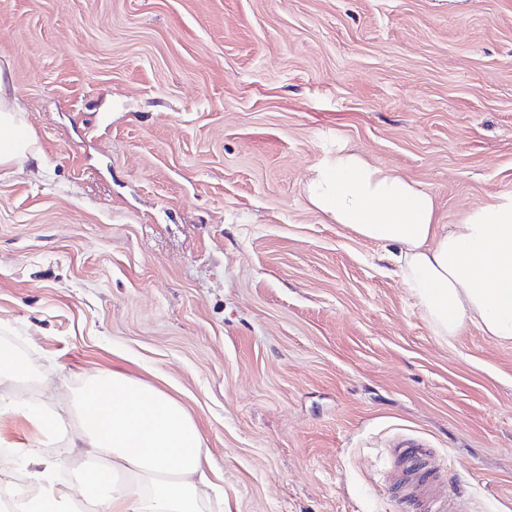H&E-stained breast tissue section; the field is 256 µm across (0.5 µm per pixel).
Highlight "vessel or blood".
I'll use <instances>...</instances> for the list:
<instances>
[{"label": "vessel or blood", "mask_w": 512, "mask_h": 512, "mask_svg": "<svg viewBox=\"0 0 512 512\" xmlns=\"http://www.w3.org/2000/svg\"><path fill=\"white\" fill-rule=\"evenodd\" d=\"M397 461L391 481L406 501L420 505L423 512H469L467 499L451 480L445 479L432 448L416 438L395 446Z\"/></svg>", "instance_id": "obj_1"}]
</instances>
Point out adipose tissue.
<instances>
[{"label":"adipose tissue","instance_id":"adipose-tissue-1","mask_svg":"<svg viewBox=\"0 0 512 512\" xmlns=\"http://www.w3.org/2000/svg\"><path fill=\"white\" fill-rule=\"evenodd\" d=\"M13 97L0 78V165L32 154L19 134ZM306 197L359 237L398 246L400 278L434 335L450 339L471 325L512 344L511 197L471 210L461 223L441 224L420 184L344 148L315 169ZM58 403L79 415L71 448L106 461L112 489L95 495L89 484L59 483L39 451L26 448L38 491L15 498L8 512H73V503L87 498L94 512H207L208 450L176 400L115 370L87 377L78 395L61 393Z\"/></svg>","mask_w":512,"mask_h":512}]
</instances>
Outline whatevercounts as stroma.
Segmentation results:
<instances>
[{"mask_svg": "<svg viewBox=\"0 0 512 512\" xmlns=\"http://www.w3.org/2000/svg\"><path fill=\"white\" fill-rule=\"evenodd\" d=\"M0 72L44 159L0 167V337L34 376L0 395L165 391L224 512H397L408 434L512 512V344L433 335L304 193L343 147L442 224L512 197V0H0ZM0 438L84 478L66 434Z\"/></svg>", "mask_w": 512, "mask_h": 512, "instance_id": "stroma-1", "label": "stroma"}]
</instances>
